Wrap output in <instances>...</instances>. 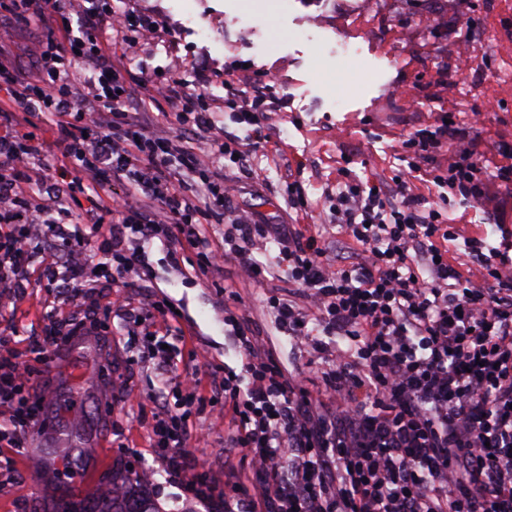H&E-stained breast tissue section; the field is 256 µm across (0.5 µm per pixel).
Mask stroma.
Masks as SVG:
<instances>
[{
	"instance_id": "obj_1",
	"label": "stroma",
	"mask_w": 512,
	"mask_h": 512,
	"mask_svg": "<svg viewBox=\"0 0 512 512\" xmlns=\"http://www.w3.org/2000/svg\"><path fill=\"white\" fill-rule=\"evenodd\" d=\"M428 2L385 0L389 28L383 36L349 26L338 0H112V5L156 24L153 39L138 58L125 61L122 72L147 131H172L178 123L174 105L149 99L143 73L175 75L191 84L199 68H206L209 85L202 103L218 125L235 134L240 128L234 115L251 96L255 80L272 79L266 139L246 147L260 180L248 178L214 146L202 170H189L172 156L165 164L190 185L238 180L236 205L258 213L264 223L324 225L330 259L345 265L350 261L347 248L338 243L336 227L324 224L337 170L353 179L390 184L408 168L403 140L446 117L463 128L476 157L492 163L499 151L512 150V0H445L435 19L428 16ZM252 29L263 35L265 51L254 49L248 35ZM474 31L483 36L484 53L477 67L462 76L457 68L460 38ZM350 37L359 54L350 60L336 57L337 41ZM41 38L35 21L0 25V45L24 68L34 61ZM476 110L485 113L486 122L473 128L469 115ZM292 184L308 201L306 214L290 213ZM29 205L48 219L66 208L78 225L88 203L77 191L61 200L36 186L29 192ZM37 255L28 270L26 295L0 297V332L12 337L22 354L31 339L45 336L50 318L73 314L45 286L43 269L56 262V254L42 246ZM288 289L285 271L253 281L229 263L203 275L193 261L172 263L156 242L130 285L101 289L100 303L133 310L144 328L168 335L177 371L195 367L199 352L216 368H237L242 355L224 335V293L236 292L252 330L265 338L285 370L299 373L303 385L315 392L321 387L316 366L279 327L268 303L272 296L287 298ZM159 302L177 308L179 317H163L155 308ZM129 330L120 317H107L100 332L80 338L90 359L87 370L76 367L66 347L39 381L55 396L43 411V447H54L59 434H83L86 451L81 458H72L67 448L62 454L67 467L93 476L95 485L62 482L46 471L43 457L21 456L16 472L0 479V506L6 512H49L61 495L109 502L116 467L140 476L141 489L160 512H224V417L209 403L219 391V377L206 380L205 403L185 395L177 402L190 412L188 448L199 464L210 468L215 484L206 499H186L154 461L148 432L160 377L130 346ZM115 380L127 383L134 399L112 403ZM77 391L83 392L86 405L71 416L58 398Z\"/></svg>"
}]
</instances>
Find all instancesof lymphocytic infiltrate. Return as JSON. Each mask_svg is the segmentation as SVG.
Listing matches in <instances>:
<instances>
[{"label":"lymphocytic infiltrate","instance_id":"lymphocytic-infiltrate-1","mask_svg":"<svg viewBox=\"0 0 512 512\" xmlns=\"http://www.w3.org/2000/svg\"><path fill=\"white\" fill-rule=\"evenodd\" d=\"M11 20L38 19L42 49L30 69L16 66L0 47V293L20 297L28 286L31 245L50 238L59 262L45 267L47 287L78 307L53 324L46 341H31L28 359L9 353L0 336V446L22 448L38 424L49 396L34 392L38 365L50 348L96 332L92 302L96 279L118 283L137 269L147 245L161 242L171 260L190 253L200 273L233 262L251 280L267 268L287 271L298 300L277 299L275 318L289 336L325 363L322 388L310 392L287 373L254 336L244 315L226 312L228 336L244 357L241 370H224V421L230 453L224 457V512H512V258L485 252L476 237L460 238L467 214L448 217L426 205L415 182L448 189L463 203L490 204L487 177L459 132L440 124L409 135L403 147L409 169L389 189L356 179L336 182L329 221L346 237L354 263L329 262L322 231L303 225L280 231L251 210L236 208L234 182L209 187L206 216L228 217L222 246H211L193 197L174 183L159 155L181 154L186 168L203 161L183 151L181 137L144 133L129 111L116 57L137 55L154 22L113 10L109 0H9ZM91 75H73L76 58ZM209 82L144 78L151 99L179 105L178 122L191 123L223 154L231 138L195 102ZM53 117L33 130L39 113ZM95 131L86 140V131ZM455 146L458 161L445 173L424 169L431 153ZM55 148L61 170L81 166L90 178L82 191L86 233L65 219L43 224L27 204L29 189L50 179L36 160ZM250 169L247 155H233ZM133 181L135 190L116 196L111 176ZM159 205L148 217L145 199ZM121 215L129 245L116 248L105 219ZM463 240L465 260L448 254ZM276 242L272 265H263L267 243ZM105 261L88 275L89 248ZM320 331L309 329L310 320ZM346 346L332 348L328 337ZM164 386L201 388L211 368L203 363L191 379L168 371L164 338L144 334ZM189 425L157 405L150 442L156 460L177 478L185 496L212 489L185 450Z\"/></svg>","mask_w":512,"mask_h":512}]
</instances>
